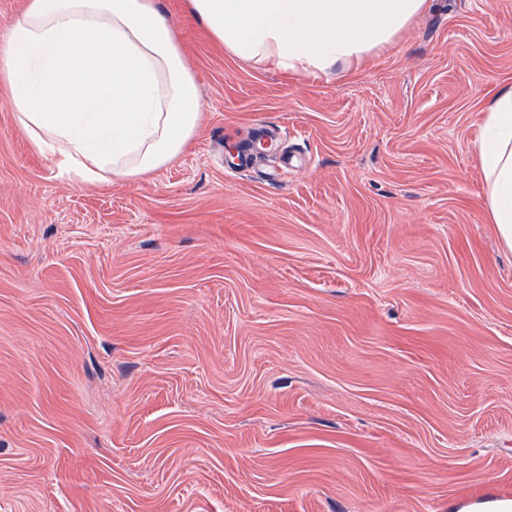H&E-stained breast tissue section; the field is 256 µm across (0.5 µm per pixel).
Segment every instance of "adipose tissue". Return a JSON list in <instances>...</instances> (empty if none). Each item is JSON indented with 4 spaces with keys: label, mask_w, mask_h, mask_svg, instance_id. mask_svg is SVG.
<instances>
[{
    "label": "adipose tissue",
    "mask_w": 512,
    "mask_h": 512,
    "mask_svg": "<svg viewBox=\"0 0 512 512\" xmlns=\"http://www.w3.org/2000/svg\"><path fill=\"white\" fill-rule=\"evenodd\" d=\"M433 0H186L232 58L294 76L351 73ZM33 147L82 182L138 181L181 156L198 91L177 19L157 0H25L0 48V85ZM482 200L512 250V81L484 90Z\"/></svg>",
    "instance_id": "adipose-tissue-1"
}]
</instances>
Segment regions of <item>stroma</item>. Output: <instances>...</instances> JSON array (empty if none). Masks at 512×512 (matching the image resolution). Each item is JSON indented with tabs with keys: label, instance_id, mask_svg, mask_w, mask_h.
Returning <instances> with one entry per match:
<instances>
[{
	"label": "stroma",
	"instance_id": "obj_1",
	"mask_svg": "<svg viewBox=\"0 0 512 512\" xmlns=\"http://www.w3.org/2000/svg\"><path fill=\"white\" fill-rule=\"evenodd\" d=\"M189 150L94 186L0 88V512H493L512 252L482 204L512 0H434L345 77L216 48Z\"/></svg>",
	"mask_w": 512,
	"mask_h": 512
}]
</instances>
